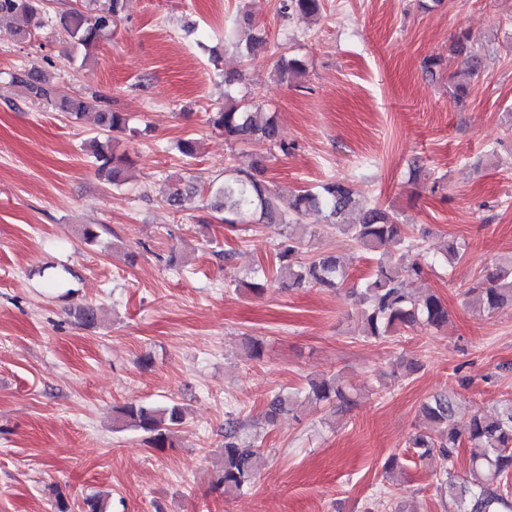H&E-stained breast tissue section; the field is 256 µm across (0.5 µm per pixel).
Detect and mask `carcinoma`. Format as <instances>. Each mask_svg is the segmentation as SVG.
I'll return each mask as SVG.
<instances>
[{
	"label": "carcinoma",
	"instance_id": "cac0c4a2",
	"mask_svg": "<svg viewBox=\"0 0 512 512\" xmlns=\"http://www.w3.org/2000/svg\"><path fill=\"white\" fill-rule=\"evenodd\" d=\"M46 0H0V16L15 23V32L26 40L33 30L51 24L64 30L73 42L87 50L112 33L121 20L123 0H104V4L89 13L70 8L59 13L46 9ZM283 9L303 20H313L323 10V0H283ZM266 44L265 37L247 34L236 42L239 53L252 57ZM305 72V65L296 58H281L274 76L282 83H291ZM11 80L28 98L45 100L57 112L74 119L89 108L84 98L60 92L51 87L45 70L31 66L11 74ZM236 78H224V108L209 113V122L224 131L225 138L235 143H262L268 148L288 152L280 138L279 126L268 112L244 98L232 95L230 86ZM97 123L103 138L91 141L92 156L98 174L108 183L121 186L128 180L126 158L115 153V143L128 130L127 118L122 112H100ZM208 194L211 207L222 213L220 223L234 228L241 224H286L292 232L277 243V264L271 273H262L259 282L244 287L262 293L271 282L288 288L342 287L349 278L342 258L330 251H320L307 258L299 256L303 225L298 216L308 211L327 212V224L336 232L348 236L358 248L375 261L373 273L352 291L363 306L359 333L365 339L378 340L392 336L403 329L423 326L442 330L448 326V307L432 290L410 291L405 280H419L426 269L446 263L450 266L461 258L463 244L448 243L441 253L428 254L419 245L409 241L405 225L395 214L373 205L348 180H334L321 184L319 189L306 188L294 194L290 210L281 207L277 190L264 180V168L257 163L237 167L224 174L218 185L187 183L173 188L162 201L176 209H184L192 198ZM472 306L481 315L492 316L512 309V256L500 261L478 285L469 290ZM73 316L81 326H92L100 320L99 308L79 305ZM312 399L337 408L353 404L355 394L340 374L315 377L309 381ZM292 411L290 396L283 392L271 395L265 420L272 422L281 414ZM116 420L149 434L148 442L155 448H164L173 427L186 420L185 409L178 404L153 405L129 403L116 410ZM477 448L469 462L470 476L461 477L450 470L456 448L462 443ZM422 462L434 457L443 466L436 475L437 489L448 496L452 512H512V397L502 400L492 414H475L465 433L455 425V402L449 395L432 396L421 408V429L410 439ZM261 463V448L243 444L238 426L230 425L224 435L217 488L225 494H238L249 488L256 478Z\"/></svg>",
	"mask_w": 512,
	"mask_h": 512
}]
</instances>
